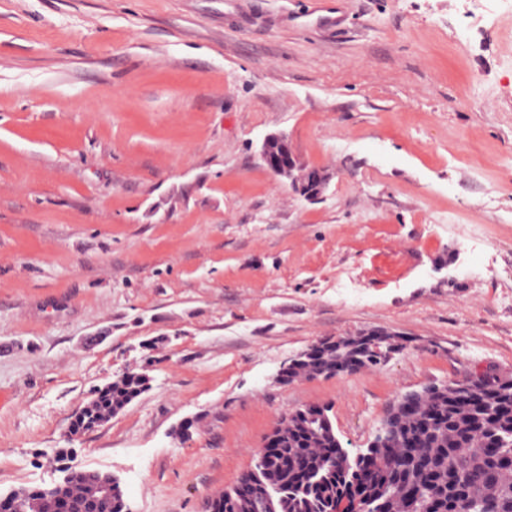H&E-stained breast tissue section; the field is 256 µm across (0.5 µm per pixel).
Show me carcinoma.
<instances>
[{
    "label": "carcinoma",
    "instance_id": "carcinoma-1",
    "mask_svg": "<svg viewBox=\"0 0 512 512\" xmlns=\"http://www.w3.org/2000/svg\"><path fill=\"white\" fill-rule=\"evenodd\" d=\"M327 367L320 359L297 364L292 377H312ZM147 389L140 373L119 376L74 428L86 430L123 409ZM280 451L261 459L242 478L258 490L213 499V512H330L336 499L360 478L365 460L378 459L361 485L369 512H512V382L486 375L448 385V393L417 392L415 409L388 413L370 448L360 456L344 448L317 419L290 421L280 429ZM302 473L288 476L281 456ZM103 474L71 478L65 495L81 509L96 494ZM27 512H58L56 502L27 490Z\"/></svg>",
    "mask_w": 512,
    "mask_h": 512
}]
</instances>
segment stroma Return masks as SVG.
Here are the masks:
<instances>
[{
  "label": "stroma",
  "instance_id": "stroma-1",
  "mask_svg": "<svg viewBox=\"0 0 512 512\" xmlns=\"http://www.w3.org/2000/svg\"><path fill=\"white\" fill-rule=\"evenodd\" d=\"M372 329L410 343L277 380ZM128 370L148 389L72 434ZM485 370L512 377V0H0V490L72 466L204 512L289 412L355 452ZM260 156L267 168L277 177H287L293 191L309 201L321 197L327 178L319 168H310L306 177L293 176L292 172L297 166L293 147L283 135L269 134L262 141ZM367 336H378L379 341L378 346L374 348V352L376 354L374 358L376 360H380L383 365L386 364L393 357V355L399 352L402 347L400 342L401 339L398 337V335L385 331H373L364 336L339 337L332 339L323 345H320V343L324 341H320L311 345L307 350L300 353L297 357L286 362L279 373L280 380L283 383H288L291 367L294 366L295 363L301 361L303 358H310L318 354L323 356L324 352L328 348H335L336 350H351L355 347L361 348L365 346L364 343L367 340ZM381 346L384 347L383 350L380 349Z\"/></svg>",
  "mask_w": 512,
  "mask_h": 512
}]
</instances>
